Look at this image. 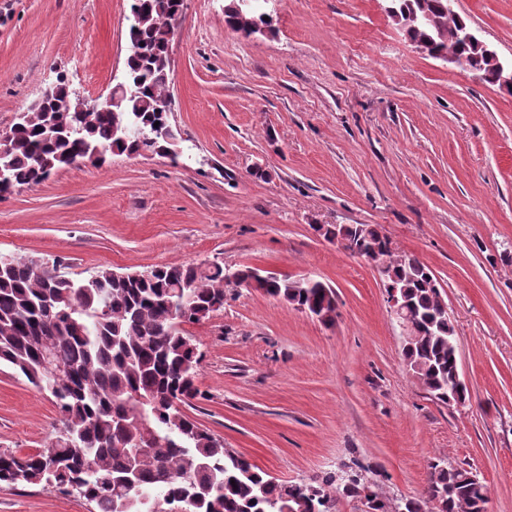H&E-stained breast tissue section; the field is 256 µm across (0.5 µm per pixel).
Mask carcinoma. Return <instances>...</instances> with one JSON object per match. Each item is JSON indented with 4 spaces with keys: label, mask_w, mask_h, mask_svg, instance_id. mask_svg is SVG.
<instances>
[{
    "label": "carcinoma",
    "mask_w": 512,
    "mask_h": 512,
    "mask_svg": "<svg viewBox=\"0 0 512 512\" xmlns=\"http://www.w3.org/2000/svg\"><path fill=\"white\" fill-rule=\"evenodd\" d=\"M185 0H135L125 60L130 92L120 116L150 135L154 123L170 124L159 111L168 93L170 68L162 37L165 20L183 12ZM391 7L418 16L405 31L411 40L435 43L439 51L465 54L474 73L492 83L480 53L462 46L456 34L464 22L448 13V0H391ZM225 23L245 39L272 25L231 0ZM46 112H29L9 127L8 182L0 194L39 184L88 146L131 155L143 145L167 146L113 134L110 112L86 111L72 97L64 77ZM358 248H383L386 282L397 283L423 334L403 355L414 376L435 400L465 397L454 379L452 324L438 312L437 288L424 264L400 265L377 226L345 228ZM42 260L11 257L0 266V363L5 362L54 398L61 427L46 448L18 457L0 451V483L25 481L76 493L93 512H330L334 496L371 491L361 471L354 486L338 484L326 472L299 482L280 481L226 448L184 411L200 397V357L182 329L224 309L225 266L216 261L158 265L136 277L101 269L83 279L60 273L43 277ZM256 289L297 310L317 311L321 321L336 316V291L311 283L270 277ZM487 485L471 470L436 461L422 494L406 501V512H487Z\"/></svg>",
    "instance_id": "carcinoma-1"
}]
</instances>
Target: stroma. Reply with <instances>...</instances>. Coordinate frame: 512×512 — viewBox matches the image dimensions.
I'll use <instances>...</instances> for the list:
<instances>
[{
	"label": "stroma",
	"mask_w": 512,
	"mask_h": 512,
	"mask_svg": "<svg viewBox=\"0 0 512 512\" xmlns=\"http://www.w3.org/2000/svg\"><path fill=\"white\" fill-rule=\"evenodd\" d=\"M228 3L185 0L169 47L190 157L110 156L0 195V253L59 260L73 279L216 258L323 281L329 324L231 286L222 311L184 325L201 356L185 413L280 480L359 464L380 497L410 499L441 459L477 473L488 512H512V95L420 53L387 0H269L274 35L248 40ZM455 10L512 61V0ZM128 15V0H0V130L57 76L107 94ZM319 224L377 225L393 255L430 268L465 403L409 373L380 274ZM58 425L52 397L0 364V451H41ZM91 510L0 484V512Z\"/></svg>",
	"instance_id": "35a3bbf8"
}]
</instances>
